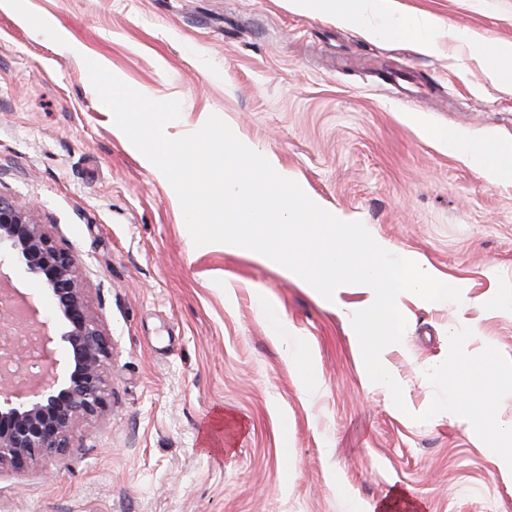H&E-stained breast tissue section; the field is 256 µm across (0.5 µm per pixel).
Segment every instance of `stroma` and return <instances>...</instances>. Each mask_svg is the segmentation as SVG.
<instances>
[{
    "instance_id": "obj_1",
    "label": "stroma",
    "mask_w": 512,
    "mask_h": 512,
    "mask_svg": "<svg viewBox=\"0 0 512 512\" xmlns=\"http://www.w3.org/2000/svg\"><path fill=\"white\" fill-rule=\"evenodd\" d=\"M394 2L435 17L431 53L284 0L0 7V192L73 254L112 340L106 412L76 427L66 453L0 468V512H512V470L471 425L415 419L450 333L471 329L469 354L490 345L512 359V182H485L434 137L512 148V85L491 83L474 57L479 44H512V0ZM353 55L383 66L341 68ZM88 58L179 100L170 136L220 116L307 195L460 290L440 306L400 300L407 329L388 360L404 408L366 379L330 304L194 245L168 183L92 87ZM283 322L312 356L315 396L271 339Z\"/></svg>"
}]
</instances>
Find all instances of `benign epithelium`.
I'll list each match as a JSON object with an SVG mask.
<instances>
[{
	"instance_id": "obj_1",
	"label": "benign epithelium",
	"mask_w": 512,
	"mask_h": 512,
	"mask_svg": "<svg viewBox=\"0 0 512 512\" xmlns=\"http://www.w3.org/2000/svg\"><path fill=\"white\" fill-rule=\"evenodd\" d=\"M20 266L49 293L52 320L61 327L63 374L23 394L0 390V467L20 470L70 447L80 421L93 420L108 407L105 367L110 342L86 302V288L72 255L56 244L35 214L0 196V277ZM22 304L0 313V327L29 326ZM41 343L44 366L57 363L54 338L32 329Z\"/></svg>"
}]
</instances>
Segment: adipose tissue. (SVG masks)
<instances>
[{
	"mask_svg": "<svg viewBox=\"0 0 512 512\" xmlns=\"http://www.w3.org/2000/svg\"><path fill=\"white\" fill-rule=\"evenodd\" d=\"M288 8L302 15L332 18L337 25L357 28L371 40H405L427 53L434 48L433 17L397 13L394 0H288ZM437 138L447 144L451 152L468 159L487 182L512 181V151L495 152L490 142L470 140L452 130L438 133ZM272 338L284 344L289 364L300 367L306 394H315L320 388V381L314 374L311 356L300 337L283 327L276 330Z\"/></svg>",
	"mask_w": 512,
	"mask_h": 512,
	"instance_id": "ef3b65f1",
	"label": "adipose tissue"
}]
</instances>
